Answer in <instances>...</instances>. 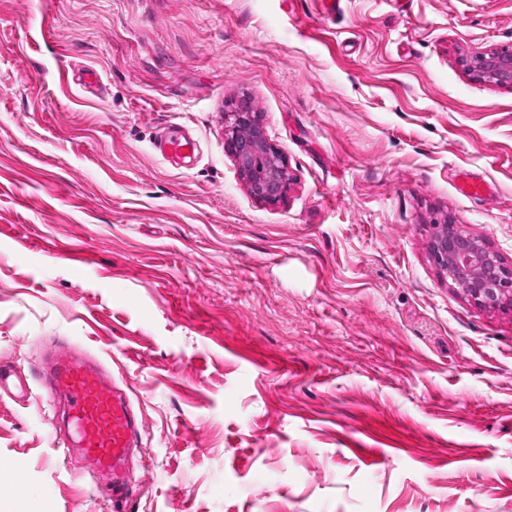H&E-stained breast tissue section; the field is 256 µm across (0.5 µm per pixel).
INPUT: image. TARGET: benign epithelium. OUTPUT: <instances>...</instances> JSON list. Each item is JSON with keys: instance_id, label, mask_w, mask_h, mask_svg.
I'll list each match as a JSON object with an SVG mask.
<instances>
[{"instance_id": "1", "label": "benign epithelium", "mask_w": 512, "mask_h": 512, "mask_svg": "<svg viewBox=\"0 0 512 512\" xmlns=\"http://www.w3.org/2000/svg\"><path fill=\"white\" fill-rule=\"evenodd\" d=\"M465 65L490 82L512 86V51L507 48L479 52L465 60ZM232 116L225 140L240 177L248 182L258 200L279 201L287 187L286 167L269 143L259 115L245 105ZM432 254L449 279L467 278V295L477 306L485 309L512 307V269L498 264L477 237L451 224L433 241Z\"/></svg>"}]
</instances>
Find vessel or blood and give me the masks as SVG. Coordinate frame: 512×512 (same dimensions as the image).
Segmentation results:
<instances>
[{
    "label": "vessel or blood",
    "instance_id": "obj_1",
    "mask_svg": "<svg viewBox=\"0 0 512 512\" xmlns=\"http://www.w3.org/2000/svg\"><path fill=\"white\" fill-rule=\"evenodd\" d=\"M47 388L49 401L67 405L68 434L58 440L64 453L91 460L106 479L103 498L122 502L130 493L127 464L138 435L127 393L100 360L66 350L55 355Z\"/></svg>",
    "mask_w": 512,
    "mask_h": 512
}]
</instances>
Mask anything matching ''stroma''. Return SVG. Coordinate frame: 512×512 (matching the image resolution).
Segmentation results:
<instances>
[{"mask_svg": "<svg viewBox=\"0 0 512 512\" xmlns=\"http://www.w3.org/2000/svg\"><path fill=\"white\" fill-rule=\"evenodd\" d=\"M505 47L512 0H0V512L108 510L53 443L58 345L130 388L125 512H512V308L430 249L455 224L512 269V87L463 64ZM244 104L273 204L225 147ZM232 116L230 128L225 129V140L240 177L248 182L258 200L279 201L287 187L286 167L269 143L259 115L245 105L232 112ZM261 159L264 164L257 165Z\"/></svg>", "mask_w": 512, "mask_h": 512, "instance_id": "35a3bbf8", "label": "stroma"}]
</instances>
